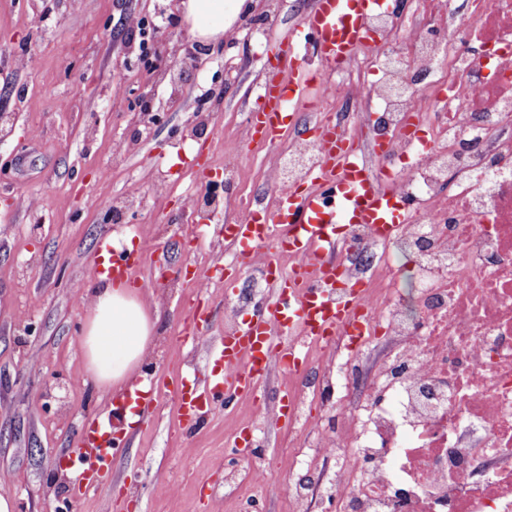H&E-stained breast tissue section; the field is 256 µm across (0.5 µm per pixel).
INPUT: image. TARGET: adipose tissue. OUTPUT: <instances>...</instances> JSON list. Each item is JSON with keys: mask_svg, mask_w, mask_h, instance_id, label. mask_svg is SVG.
<instances>
[{"mask_svg": "<svg viewBox=\"0 0 512 512\" xmlns=\"http://www.w3.org/2000/svg\"><path fill=\"white\" fill-rule=\"evenodd\" d=\"M245 0H184L193 37L223 35ZM154 320L136 292L123 284L100 282L80 338L86 369L107 393L123 394L152 341Z\"/></svg>", "mask_w": 512, "mask_h": 512, "instance_id": "obj_1", "label": "adipose tissue"}]
</instances>
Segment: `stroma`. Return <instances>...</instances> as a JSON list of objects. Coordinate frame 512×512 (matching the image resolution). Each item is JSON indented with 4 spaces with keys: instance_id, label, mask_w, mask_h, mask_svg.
<instances>
[{
    "instance_id": "obj_1",
    "label": "stroma",
    "mask_w": 512,
    "mask_h": 512,
    "mask_svg": "<svg viewBox=\"0 0 512 512\" xmlns=\"http://www.w3.org/2000/svg\"><path fill=\"white\" fill-rule=\"evenodd\" d=\"M309 0H254L256 13L280 35L298 24ZM52 5V24L37 20ZM181 0H0V490L14 512H292L286 487L302 477L301 449L319 445L322 422L342 418L343 408L314 403L305 427L277 421L288 378L272 372L256 400H234L188 428L175 414L174 393L157 398L155 414L130 433L115 431L119 446L106 485L82 500L73 496L76 467H62L81 427L102 408L106 395L86 374L80 345L88 295L98 282L92 259L110 237L103 201L131 196L138 204L122 225L155 244L174 280L147 262L139 297L158 316L156 337L144 355L150 377L177 372L194 379L205 369L209 340L227 334L228 318H250L271 294L253 273L263 248L241 257L218 233L231 216L220 211L202 224L182 202L185 190L206 194L224 177L226 149L236 152V188L262 198L288 134L274 140L244 138L242 115L257 106L254 87L278 71L274 55L255 58L246 43L187 59L192 36L181 19ZM149 17V31L128 28V16ZM154 36L165 59L141 60L144 35ZM34 54L33 68L20 64ZM153 99L159 121L138 141L129 134L139 96ZM209 114L206 132L192 139L193 113ZM200 152L196 174L185 173V152ZM111 169L98 179L100 167ZM168 171L156 191L159 171ZM231 261L226 285L217 260ZM203 343L181 337L195 309ZM262 419L252 433L255 454L241 458L235 431L245 416ZM266 473L264 483L243 476L244 467ZM239 473L224 481L228 470Z\"/></svg>"
}]
</instances>
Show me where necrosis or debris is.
Listing matches in <instances>:
<instances>
[{
  "instance_id": "obj_1",
  "label": "necrosis or debris",
  "mask_w": 512,
  "mask_h": 512,
  "mask_svg": "<svg viewBox=\"0 0 512 512\" xmlns=\"http://www.w3.org/2000/svg\"><path fill=\"white\" fill-rule=\"evenodd\" d=\"M366 28L374 44L346 67L378 84L342 79L322 95L340 131L366 136L363 160L408 216L384 241L352 226L336 252L345 282L366 289L367 331L340 334L296 380L293 421L333 397L347 413L322 438L332 472L307 460L288 496L293 512L318 494L330 512H512V0L394 4ZM415 117L420 141L404 134ZM321 163L316 139L295 133L270 201ZM401 255L416 260L409 301ZM378 336L398 346L365 381L358 358Z\"/></svg>"
}]
</instances>
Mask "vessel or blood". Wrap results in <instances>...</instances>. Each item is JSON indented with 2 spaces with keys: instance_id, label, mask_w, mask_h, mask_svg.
I'll use <instances>...</instances> for the list:
<instances>
[{
  "instance_id": "b4317fda",
  "label": "vessel or blood",
  "mask_w": 512,
  "mask_h": 512,
  "mask_svg": "<svg viewBox=\"0 0 512 512\" xmlns=\"http://www.w3.org/2000/svg\"><path fill=\"white\" fill-rule=\"evenodd\" d=\"M385 0H311L297 27L282 41L288 61L277 80L261 82L258 107L249 118L250 137L270 139L291 128L304 105L302 91L309 84H324L365 41L367 18L380 11ZM313 42L324 63L322 70L298 73L291 64L295 45ZM322 150V169L310 180L281 194L274 212L253 207L233 223L224 225L226 242L246 250L259 244L270 245L265 260L270 270L273 296L237 330L213 345L212 367L203 384L175 378L168 386L178 398L181 422L194 423L209 399L221 395L254 396L273 367L286 371L300 369L305 359L293 345L297 339L318 342L336 336L349 323L360 303L359 287H351L345 298H338L342 273L331 258L346 227L369 225L382 239L390 237L407 209L396 202L382 179L364 163L353 137L340 134L323 124L316 130ZM152 247L139 255L114 252L108 242H100L93 261L97 277L115 283L133 281ZM292 260L290 272H283L282 260ZM120 405H112L87 421L75 450L77 456H94L79 475L76 497H83L105 485L107 450L111 438L106 427Z\"/></svg>"
}]
</instances>
